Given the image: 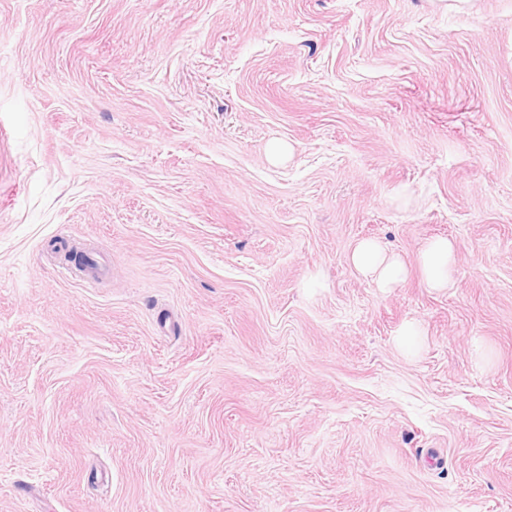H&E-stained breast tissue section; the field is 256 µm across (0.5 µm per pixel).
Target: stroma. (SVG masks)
<instances>
[{"instance_id": "1", "label": "stroma", "mask_w": 512, "mask_h": 512, "mask_svg": "<svg viewBox=\"0 0 512 512\" xmlns=\"http://www.w3.org/2000/svg\"><path fill=\"white\" fill-rule=\"evenodd\" d=\"M452 2L0 0V512H512V0ZM453 257L454 245L446 238L432 240L423 248L419 257L420 269L429 288L448 287ZM350 262L359 273L374 278L379 288H394L406 274L401 257L375 240L358 243Z\"/></svg>"}]
</instances>
